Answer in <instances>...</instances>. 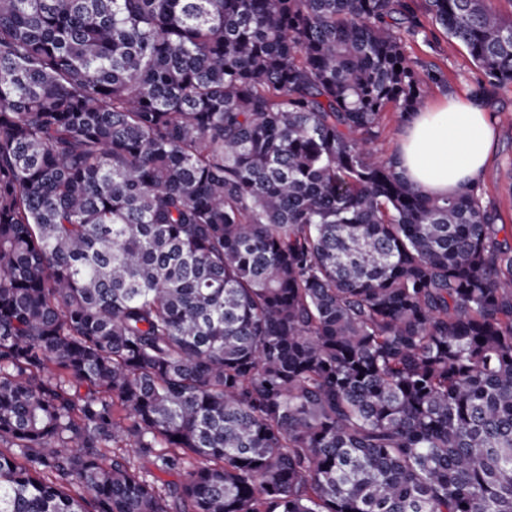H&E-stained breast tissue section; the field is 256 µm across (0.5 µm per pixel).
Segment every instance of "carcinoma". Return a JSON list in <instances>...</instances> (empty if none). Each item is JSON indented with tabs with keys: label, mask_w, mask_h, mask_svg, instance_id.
<instances>
[{
	"label": "carcinoma",
	"mask_w": 512,
	"mask_h": 512,
	"mask_svg": "<svg viewBox=\"0 0 512 512\" xmlns=\"http://www.w3.org/2000/svg\"><path fill=\"white\" fill-rule=\"evenodd\" d=\"M424 17L512 84L490 0H0V512H512L505 225L371 148Z\"/></svg>",
	"instance_id": "obj_1"
}]
</instances>
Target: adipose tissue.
<instances>
[{
  "label": "adipose tissue",
  "instance_id": "obj_1",
  "mask_svg": "<svg viewBox=\"0 0 512 512\" xmlns=\"http://www.w3.org/2000/svg\"><path fill=\"white\" fill-rule=\"evenodd\" d=\"M493 141L494 129L481 103L452 97L442 109H424L410 119L398 156L419 191L443 196L479 178Z\"/></svg>",
  "mask_w": 512,
  "mask_h": 512
}]
</instances>
